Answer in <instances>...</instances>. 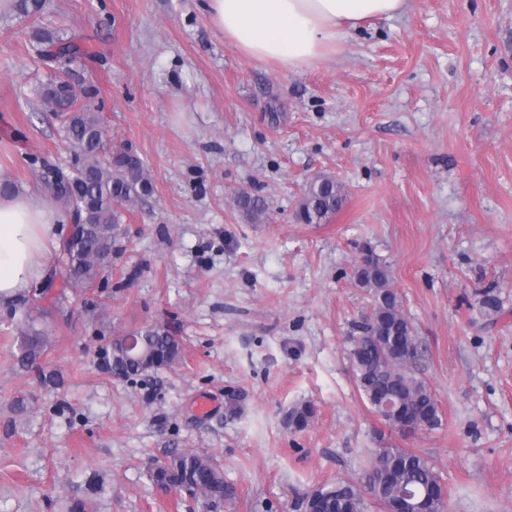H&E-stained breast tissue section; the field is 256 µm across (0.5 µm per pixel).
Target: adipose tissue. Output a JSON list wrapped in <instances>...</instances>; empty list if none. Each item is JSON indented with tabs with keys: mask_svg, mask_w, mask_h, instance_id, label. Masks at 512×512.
Returning a JSON list of instances; mask_svg holds the SVG:
<instances>
[{
	"mask_svg": "<svg viewBox=\"0 0 512 512\" xmlns=\"http://www.w3.org/2000/svg\"><path fill=\"white\" fill-rule=\"evenodd\" d=\"M409 0H206L213 27L245 58L303 71L327 61L366 20L392 19ZM57 212L24 193L0 195V304L45 280Z\"/></svg>",
	"mask_w": 512,
	"mask_h": 512,
	"instance_id": "1",
	"label": "adipose tissue"
}]
</instances>
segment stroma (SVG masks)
<instances>
[{
	"instance_id": "1",
	"label": "stroma",
	"mask_w": 512,
	"mask_h": 512,
	"mask_svg": "<svg viewBox=\"0 0 512 512\" xmlns=\"http://www.w3.org/2000/svg\"><path fill=\"white\" fill-rule=\"evenodd\" d=\"M205 0H42L0 15V181L49 202L44 165L68 166L60 117L38 96L51 71L39 30L81 45L73 81L94 89L109 149H131L153 185L89 289H63L59 244L40 325L18 364L0 306V512H207L155 485L171 448L214 456L237 496L224 512H304L327 480L359 479L372 448L422 453L447 512H512V0H410L300 73L244 58ZM328 173L343 208L304 224L307 182ZM266 204L252 223L236 198ZM392 271L442 425L391 431L363 403L346 338L371 297L364 248ZM490 292L497 311L481 307ZM161 323L179 363L113 378V337ZM241 408L227 409L228 392ZM211 402L209 412L197 402ZM317 414L289 429L292 407Z\"/></svg>"
}]
</instances>
